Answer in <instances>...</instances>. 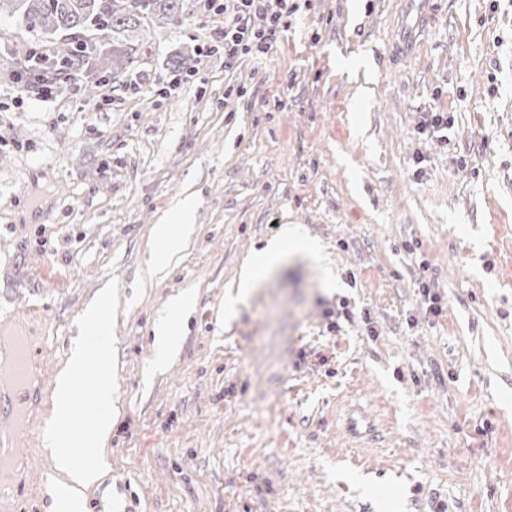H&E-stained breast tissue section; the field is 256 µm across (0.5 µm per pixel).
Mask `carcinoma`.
Segmentation results:
<instances>
[{"label": "carcinoma", "mask_w": 512, "mask_h": 512, "mask_svg": "<svg viewBox=\"0 0 512 512\" xmlns=\"http://www.w3.org/2000/svg\"><path fill=\"white\" fill-rule=\"evenodd\" d=\"M196 0H0V12L9 11L48 48L28 44L17 56L42 68L76 62L89 73L86 92L95 97L101 71L120 82L134 63L135 41L146 21L179 26L196 11ZM99 32L85 40L83 32Z\"/></svg>", "instance_id": "carcinoma-1"}]
</instances>
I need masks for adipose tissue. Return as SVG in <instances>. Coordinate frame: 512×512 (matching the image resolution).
<instances>
[{"instance_id":"obj_1","label":"adipose tissue","mask_w":512,"mask_h":512,"mask_svg":"<svg viewBox=\"0 0 512 512\" xmlns=\"http://www.w3.org/2000/svg\"><path fill=\"white\" fill-rule=\"evenodd\" d=\"M197 202L194 196L180 199L153 228L156 249L150 265L154 276H165L176 266L194 233ZM303 256L313 265H322L321 247L308 239L299 225H282L278 234L268 239L242 266L239 277L225 294L224 312L233 316L237 305L245 303L268 277L291 256ZM110 301L102 294L90 305L86 318L91 327L70 350L65 366L58 372L53 388V409L44 434V451L51 463L47 484L57 512H84L87 493L106 475L104 447L112 434V394H97L94 410L84 416L73 407L79 378L88 369L90 357L108 360L112 354L110 331L103 314ZM193 290L173 298L169 312L155 327L156 367H163L180 345L181 323L192 311Z\"/></svg>"}]
</instances>
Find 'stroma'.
I'll return each instance as SVG.
<instances>
[{"label": "stroma", "mask_w": 512, "mask_h": 512, "mask_svg": "<svg viewBox=\"0 0 512 512\" xmlns=\"http://www.w3.org/2000/svg\"><path fill=\"white\" fill-rule=\"evenodd\" d=\"M436 3L407 67L394 0H296L276 52L229 70L221 16L151 22L93 101L79 70L50 101L16 95L32 36L0 14V324L41 359L0 512H54L53 383L104 288L110 469L85 512H512V0ZM428 112L447 139L418 134ZM190 190L196 232L149 278L153 226ZM284 224L339 287L294 257L225 320ZM188 288L155 370L154 325ZM195 301V293L191 289L180 292L173 298L168 315L162 318L155 327V346L157 355L155 366L161 369L169 356L180 345L181 322L192 311Z\"/></svg>", "instance_id": "35a3bbf8"}]
</instances>
